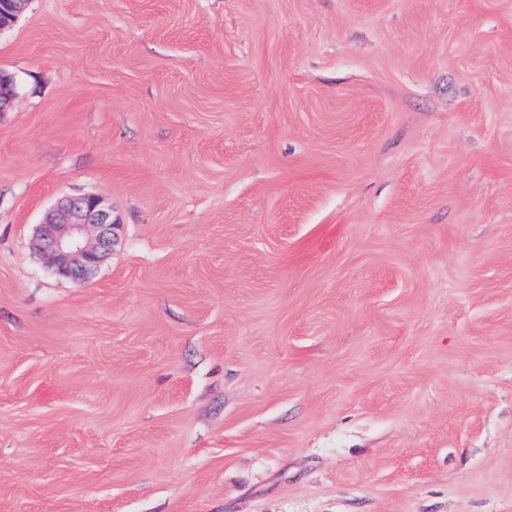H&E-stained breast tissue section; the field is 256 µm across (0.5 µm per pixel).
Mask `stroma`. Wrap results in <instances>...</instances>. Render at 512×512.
Returning <instances> with one entry per match:
<instances>
[{
    "instance_id": "35a3bbf8",
    "label": "stroma",
    "mask_w": 512,
    "mask_h": 512,
    "mask_svg": "<svg viewBox=\"0 0 512 512\" xmlns=\"http://www.w3.org/2000/svg\"><path fill=\"white\" fill-rule=\"evenodd\" d=\"M0 73V512H512V0H29ZM118 226L101 197L67 196L38 225L33 245L59 276L84 280L112 253Z\"/></svg>"
}]
</instances>
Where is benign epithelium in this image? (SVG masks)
Wrapping results in <instances>:
<instances>
[{
	"label": "benign epithelium",
	"instance_id": "1",
	"mask_svg": "<svg viewBox=\"0 0 512 512\" xmlns=\"http://www.w3.org/2000/svg\"><path fill=\"white\" fill-rule=\"evenodd\" d=\"M28 0H0V31L11 27ZM118 224L96 195L60 200L38 225L33 245L61 277L84 280L112 253Z\"/></svg>",
	"mask_w": 512,
	"mask_h": 512
}]
</instances>
